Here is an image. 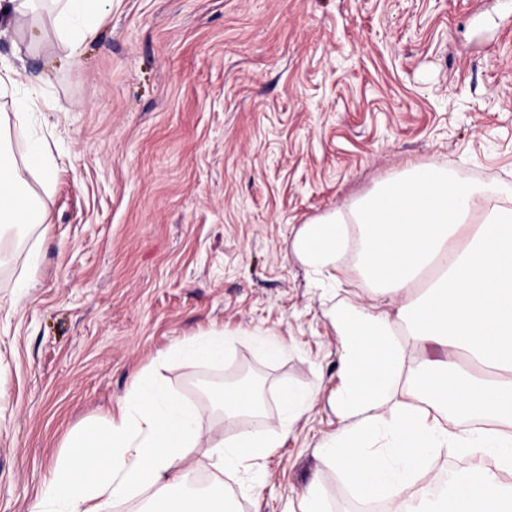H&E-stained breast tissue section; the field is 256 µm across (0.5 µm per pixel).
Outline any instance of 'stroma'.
Returning <instances> with one entry per match:
<instances>
[{"label": "stroma", "instance_id": "1", "mask_svg": "<svg viewBox=\"0 0 512 512\" xmlns=\"http://www.w3.org/2000/svg\"><path fill=\"white\" fill-rule=\"evenodd\" d=\"M21 95L60 109L29 134L57 143L51 215L0 239V512H29L76 430L116 413L137 376L195 405L205 436L238 426L203 385L248 371L276 424V390L318 392L263 461L240 512H357L315 449L339 426L332 314L366 287L354 256L321 288L294 250L303 224L352 206L412 165L512 196V0H112L98 36ZM217 327L223 364L167 352ZM284 345L269 359L242 330Z\"/></svg>", "mask_w": 512, "mask_h": 512}]
</instances>
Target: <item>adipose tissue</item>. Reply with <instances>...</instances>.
I'll list each match as a JSON object with an SVG mask.
<instances>
[{
	"label": "adipose tissue",
	"mask_w": 512,
	"mask_h": 512,
	"mask_svg": "<svg viewBox=\"0 0 512 512\" xmlns=\"http://www.w3.org/2000/svg\"><path fill=\"white\" fill-rule=\"evenodd\" d=\"M111 0H0V33L22 45H44L71 62L93 39ZM24 71L0 66V224H45L18 174L53 175L47 141L33 140L16 158L14 134L32 112L50 120L54 104L17 96ZM358 236H351V225ZM372 282L366 298L342 304L333 322L340 336L341 386L329 399L340 417L317 448L364 500L383 499L387 512H512V205L499 190L462 181L435 165H415L384 182L350 215L336 212L300 229L294 249L338 287L349 245ZM224 332L210 329L176 346L171 357L218 365ZM277 425L261 421L254 387L219 394L234 435L205 443L198 410L142 372L118 417L74 432L50 468L29 512H112L115 503L146 494L147 512H233L223 478L245 474L247 495L261 492L260 461L281 447L291 424L315 404L291 385L278 392ZM208 447L215 475L192 491V449ZM480 459L448 476L433 492L427 471L435 457Z\"/></svg>",
	"instance_id": "adipose-tissue-1"
}]
</instances>
